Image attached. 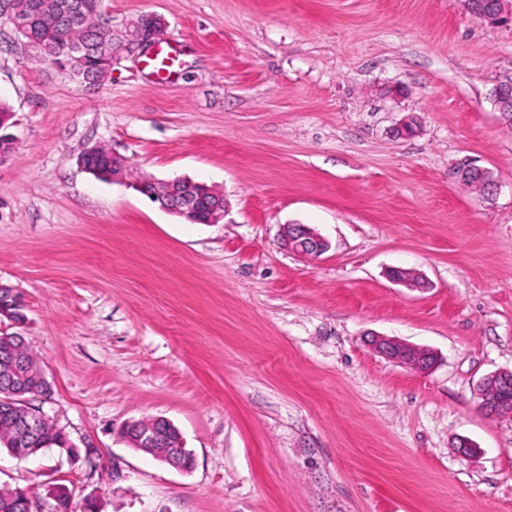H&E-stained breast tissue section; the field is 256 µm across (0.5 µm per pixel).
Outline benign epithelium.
<instances>
[{
    "mask_svg": "<svg viewBox=\"0 0 512 512\" xmlns=\"http://www.w3.org/2000/svg\"><path fill=\"white\" fill-rule=\"evenodd\" d=\"M99 0L89 2L82 0L73 4H53L49 0L32 6L27 11H20L15 7V2H7L8 18L18 32L29 34L33 19L31 14L42 11L68 8L75 13L84 12L87 8L97 6ZM465 8L472 16L487 24L500 27H512V0H492L489 7L476 4L474 0H467ZM164 23L157 17H147L135 27L133 34L134 44L139 48H152L157 43ZM52 65L61 70H67L81 78L91 86L100 84L112 71V52L99 47L95 50L84 46L71 49L69 57L60 62H52ZM492 98L500 119L512 120V77L500 81L492 91ZM11 112H0V162L11 156L14 151V138L7 133L12 126ZM81 166L95 178L108 181L123 178L126 168L125 161L111 153L106 159H101L99 147L93 146L86 150L80 158ZM455 170L460 172L459 182H464V176L470 172H478L485 179V197H493L499 184L490 169L476 164L471 160H464L457 164ZM129 187L145 194L159 202L161 207L173 214L192 222L199 215L205 213L204 223L217 224L224 219L226 202L224 196L214 189L200 183L187 180L172 182H157L151 177H138L129 182ZM280 245L299 255H318L328 248L327 241L317 232L304 224H284L280 227ZM5 296L8 305L0 308V315L14 314L23 316L24 302L13 289L0 285V296ZM371 349L380 356L396 360L409 369L424 372L435 363L433 354L417 346L408 344L394 337L373 335L369 340ZM33 379L40 384L47 383L44 374L34 368L20 369L11 363L0 369V393L10 394L12 390L20 387L16 379ZM480 409L490 417L512 418V371H501L487 377L479 393ZM45 417L37 410H31L27 406L17 409V415L13 422V428L19 433V437L26 449L21 456H28L29 446L33 445L42 433ZM126 434L134 438L136 447L145 453H153L160 461L180 470L182 463L180 454L187 453L183 439H178L179 447L172 446L171 435L179 434V431L169 421L162 418L132 420L127 422Z\"/></svg>",
    "mask_w": 512,
    "mask_h": 512,
    "instance_id": "1",
    "label": "benign epithelium"
}]
</instances>
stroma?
<instances>
[{"mask_svg": "<svg viewBox=\"0 0 512 512\" xmlns=\"http://www.w3.org/2000/svg\"><path fill=\"white\" fill-rule=\"evenodd\" d=\"M112 71L62 72L0 13V284L50 385L32 404L89 460L0 450V489L51 512H512V419L486 377L512 370V130L491 90L512 28L461 0H103ZM161 18L167 80L130 46ZM413 131L401 133L405 120ZM103 144L132 173L221 191L192 224L78 158ZM466 156L499 183L452 177ZM313 228L319 256L281 249ZM404 269L424 287L391 282ZM436 356L385 359L372 334ZM163 417L180 471L131 448ZM474 446L460 456L459 439ZM280 245L299 255H318L328 248L327 241L304 224H284L279 231ZM479 391V406L487 416L512 418V371L487 377Z\"/></svg>", "mask_w": 512, "mask_h": 512, "instance_id": "1", "label": "stroma"}]
</instances>
